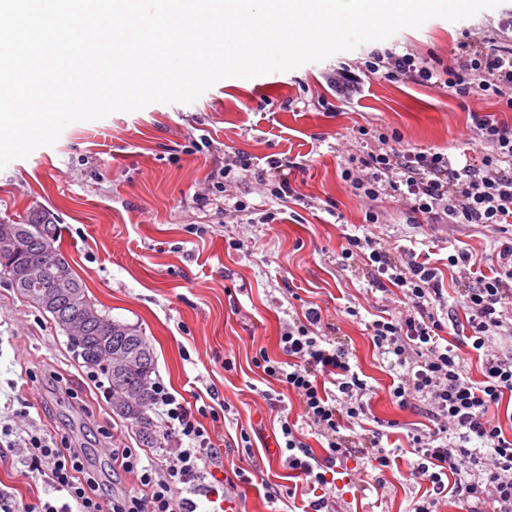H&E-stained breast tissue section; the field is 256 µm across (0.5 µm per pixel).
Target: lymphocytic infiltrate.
<instances>
[{
	"label": "lymphocytic infiltrate",
	"mask_w": 512,
	"mask_h": 512,
	"mask_svg": "<svg viewBox=\"0 0 512 512\" xmlns=\"http://www.w3.org/2000/svg\"><path fill=\"white\" fill-rule=\"evenodd\" d=\"M370 76L422 84L436 79L457 97H492L512 111V22L503 23L492 39L463 32L445 65L409 49L401 54L376 50L359 66L337 68L330 81L352 93ZM471 119L479 163L456 164L448 155L406 148L400 135L381 132L369 150L348 154L343 170L345 182L367 205L366 223H378L373 204L388 196L423 223L478 224L495 235L492 274L481 273L468 250L448 257L449 266L458 270L457 299L469 314V332L455 343L444 335V295L436 268L412 255L395 257L374 234L346 236L341 248V265L361 263L373 290L389 285L400 294L403 311L380 312L367 329L395 375L389 396L400 408L424 410L429 429L408 433L405 445L391 448L383 442L387 430L364 427L366 400L374 388L361 378L348 349L322 334L318 308H306L281 334L282 358L264 350L253 358L268 378L298 397L300 421L321 439L319 456L300 440L296 422L280 420L279 452L314 493L301 512H336L332 476L337 468L361 459L383 471L407 449L413 454L409 476L426 487L412 512H437L447 496L458 500L461 512H512V435L497 415L505 395H512V345H499L503 339L512 342V125L492 112L475 110ZM466 346L482 357L481 379L469 375ZM153 389V404L179 446L147 461L136 449H111L113 464L133 477V487L102 488L83 449L58 448L32 435L25 441L31 466L50 463L52 481L66 499L58 505L20 502L4 512H197V503L183 492L221 454L213 430L200 418L207 415L216 423L220 415L192 408L163 383H154ZM481 450L486 457L480 462Z\"/></svg>",
	"instance_id": "obj_1"
}]
</instances>
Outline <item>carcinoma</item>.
I'll use <instances>...</instances> for the list:
<instances>
[{"label":"carcinoma","mask_w":512,"mask_h":512,"mask_svg":"<svg viewBox=\"0 0 512 512\" xmlns=\"http://www.w3.org/2000/svg\"><path fill=\"white\" fill-rule=\"evenodd\" d=\"M0 238L9 241L10 246L9 251H0V266L6 261L24 272L32 262L41 259L44 282L60 281L71 285L63 303L50 308L43 300V289L21 287L8 281L27 302L49 314L54 325L65 335H70V320L82 322L81 342H68L69 349L85 368L107 381L110 404L127 402L122 418L137 428L141 445L155 447L159 431L147 414L153 401L152 374L155 372V356L150 342L136 327L104 314L88 297L85 286L62 250L60 230L49 211L34 208L22 224L1 220Z\"/></svg>","instance_id":"obj_1"}]
</instances>
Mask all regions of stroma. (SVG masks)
<instances>
[{
	"label": "stroma",
	"mask_w": 512,
	"mask_h": 512,
	"mask_svg": "<svg viewBox=\"0 0 512 512\" xmlns=\"http://www.w3.org/2000/svg\"><path fill=\"white\" fill-rule=\"evenodd\" d=\"M512 18V0L472 18H432L384 41L252 79L225 78L196 101L152 103L68 125L50 146L0 170V219L40 207L54 214L62 249L89 297L113 319L133 325L154 348V380L186 401L223 406L216 446L231 444L207 467L202 512H273L266 484L294 485L275 451L281 417L296 418L297 397L266 378L252 359L280 356L279 337L295 312L319 307L324 332L348 344L354 363L375 386L372 419L421 429L425 414L400 409L388 395L392 377L373 348L366 324L386 295L367 293L361 265H341L346 235L361 234L366 206L343 180V154L359 129L400 134L408 147L457 158L470 141L472 110L512 111L492 100L458 99L448 89L412 81L365 79L357 95L340 98L328 77L372 50L451 60L462 31L493 34ZM251 157L248 176L218 187L212 173L225 154ZM288 159L297 199L271 197L257 174L269 159ZM243 211H235V202ZM375 207L373 231L390 246L429 257L445 268L463 247L491 251L489 231L473 224H421L392 198ZM273 222H266V214ZM354 307L357 317L345 314ZM235 367L225 370V359ZM74 360L67 338L0 278V501L62 500L46 473L33 470L19 446L30 430L56 446L84 448L99 480L131 487L114 472L106 441L140 446L130 422L115 417L103 390ZM248 432L249 449L236 447ZM260 467L252 482L236 469ZM405 460L362 475L336 474L339 512H411L423 485L409 481ZM369 482L360 490L359 482Z\"/></svg>",
	"instance_id": "stroma-1"
}]
</instances>
